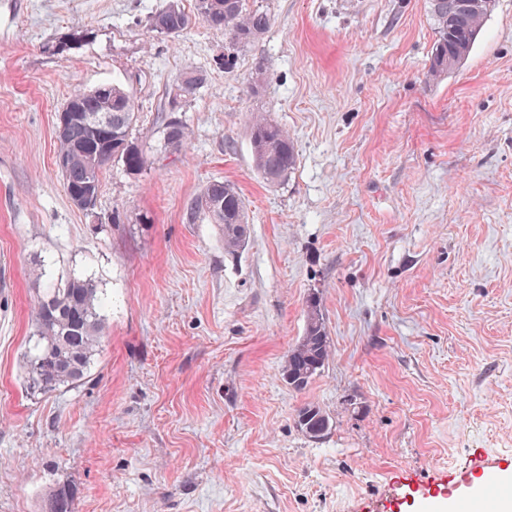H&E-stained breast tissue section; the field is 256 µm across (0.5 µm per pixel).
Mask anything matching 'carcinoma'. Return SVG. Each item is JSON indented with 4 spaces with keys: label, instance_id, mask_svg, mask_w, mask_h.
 Returning a JSON list of instances; mask_svg holds the SVG:
<instances>
[{
    "label": "carcinoma",
    "instance_id": "obj_1",
    "mask_svg": "<svg viewBox=\"0 0 512 512\" xmlns=\"http://www.w3.org/2000/svg\"><path fill=\"white\" fill-rule=\"evenodd\" d=\"M495 0H488L477 14L464 6V0H430L434 35L427 76L439 80L458 68L470 55L491 15ZM224 32V69L236 68L240 56L267 32L273 15L266 0H195V12H185L175 0L148 17L152 31L167 37L182 35L196 21ZM207 74L186 72L175 76L168 101L183 111V103L204 87ZM100 119L108 134L95 136L91 121ZM58 120L64 122L57 137L54 165L63 180L71 203L82 208L86 199H97L101 174L111 162H120L129 172H139L145 164L143 146L132 137L138 120L134 101L117 83H106L90 91H74ZM162 152L184 146L189 140L186 122L169 114L157 128ZM249 140L256 169L269 184H279L295 169L297 150L294 138L266 115L255 113L250 121ZM204 216L222 226L224 252L235 255L249 235L247 208L241 195L221 181L208 183L187 204V219ZM44 272L33 277L36 301L32 310L30 341L26 353V387L32 393L49 394L65 388H79L91 377V366L99 354L104 328L106 302L98 284L91 278L69 277L41 285ZM330 344L317 298L307 301L305 335L289 352L283 380L295 390H303L325 367ZM296 426L308 438L319 440L331 430L330 418L318 406H302ZM71 491L58 488L48 500L47 512H70Z\"/></svg>",
    "mask_w": 512,
    "mask_h": 512
}]
</instances>
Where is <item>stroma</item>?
Wrapping results in <instances>:
<instances>
[{"mask_svg": "<svg viewBox=\"0 0 512 512\" xmlns=\"http://www.w3.org/2000/svg\"><path fill=\"white\" fill-rule=\"evenodd\" d=\"M166 2L0 0V512H45L62 486L71 512H417L420 495L487 512L471 460L512 478V0L438 81L428 0H270L231 72L223 31L148 29ZM194 69L191 138L156 154L168 87ZM112 80L146 163H110L83 211L57 115ZM256 112L295 141L282 184L253 163ZM212 181L246 203L233 256L186 218ZM38 267L107 302L84 387H25ZM312 294L332 355L297 391L282 370ZM307 403L332 424L316 442L295 425Z\"/></svg>", "mask_w": 512, "mask_h": 512, "instance_id": "35a3bbf8", "label": "stroma"}]
</instances>
